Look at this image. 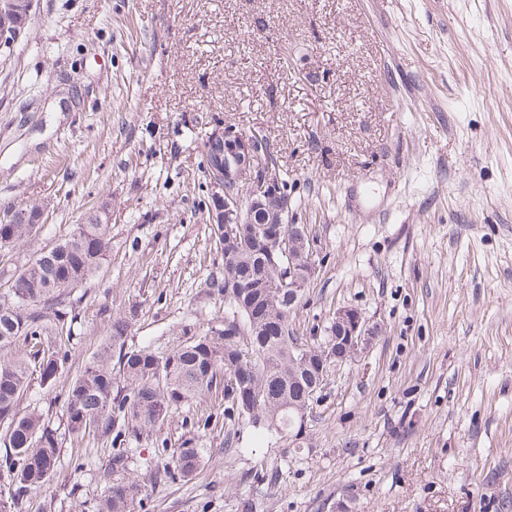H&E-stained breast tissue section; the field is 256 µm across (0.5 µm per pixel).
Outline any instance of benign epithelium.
Masks as SVG:
<instances>
[{"label": "benign epithelium", "instance_id": "7a95c632", "mask_svg": "<svg viewBox=\"0 0 512 512\" xmlns=\"http://www.w3.org/2000/svg\"><path fill=\"white\" fill-rule=\"evenodd\" d=\"M33 6L34 0H0V37L9 45H14L24 32ZM261 143L262 136L255 131L215 126L205 148L210 157L208 223L224 226L226 248L248 245L262 253L280 250L287 266L279 273L277 283L288 289V306L292 307L314 277L317 263L313 244L304 233L305 225L289 223L288 197ZM263 213L272 216L275 231L255 227ZM329 333L334 339L323 356L326 372L335 364L364 354L376 336L362 314L347 307L336 311Z\"/></svg>", "mask_w": 512, "mask_h": 512}]
</instances>
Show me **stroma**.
<instances>
[{
    "instance_id": "obj_1",
    "label": "stroma",
    "mask_w": 512,
    "mask_h": 512,
    "mask_svg": "<svg viewBox=\"0 0 512 512\" xmlns=\"http://www.w3.org/2000/svg\"><path fill=\"white\" fill-rule=\"evenodd\" d=\"M218 122L263 136L314 240L298 333L342 307L380 333L299 437L228 424L217 393L130 440L142 512H331L346 489L354 512H512V0H36L0 64V208L43 217L0 248V304L104 202L112 232L64 319L43 312L68 358L19 410L60 453L17 512H99L112 444L71 434L66 390L113 316L159 352L223 321L199 170ZM189 438L205 472L151 480L154 447Z\"/></svg>"
}]
</instances>
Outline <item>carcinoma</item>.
<instances>
[{"label": "carcinoma", "instance_id": "1", "mask_svg": "<svg viewBox=\"0 0 512 512\" xmlns=\"http://www.w3.org/2000/svg\"><path fill=\"white\" fill-rule=\"evenodd\" d=\"M33 224H0V247L21 241ZM110 225L87 217L52 250L39 253L10 285L11 305L0 306V351L20 338L33 342L27 353L0 357V428L10 451L4 467L12 475L10 504L17 506L34 487L47 482L59 453L58 441L42 415L18 411L19 401L33 374L50 384L65 357L39 349L44 305H58L92 277L107 261ZM281 267L280 253L248 257L246 251L224 257V271L245 286L241 299L224 301V311L238 310L245 336H226L207 325L193 331L168 353L147 347H127L130 323L113 317L110 335L84 371L70 379L66 421L78 436L111 439L112 459L100 512H132L140 484L124 476L128 438L159 429L176 410L202 401L216 391L224 396V419H244L269 438L288 436V403L312 406L311 384L326 340L309 341L296 335L288 312V289L272 284ZM206 464L193 439L178 448L157 449L153 478L190 479Z\"/></svg>", "mask_w": 512, "mask_h": 512}]
</instances>
